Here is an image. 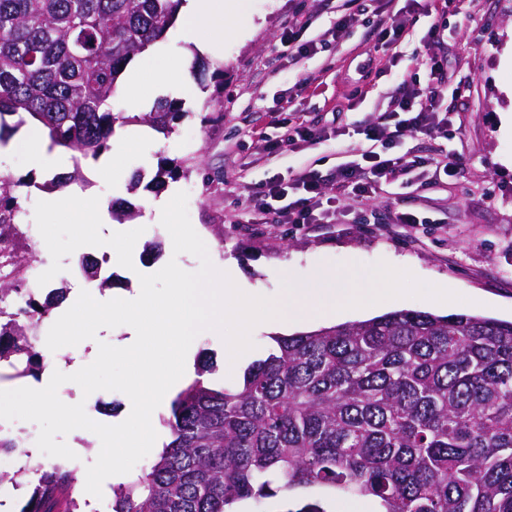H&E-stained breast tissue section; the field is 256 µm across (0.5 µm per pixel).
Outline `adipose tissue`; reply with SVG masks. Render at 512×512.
Here are the masks:
<instances>
[{"instance_id":"adipose-tissue-1","label":"adipose tissue","mask_w":512,"mask_h":512,"mask_svg":"<svg viewBox=\"0 0 512 512\" xmlns=\"http://www.w3.org/2000/svg\"><path fill=\"white\" fill-rule=\"evenodd\" d=\"M238 11V0H184L179 14L185 40L197 45L199 52L221 58L224 35Z\"/></svg>"}]
</instances>
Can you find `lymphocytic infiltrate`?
<instances>
[{
  "instance_id": "obj_1",
  "label": "lymphocytic infiltrate",
  "mask_w": 512,
  "mask_h": 512,
  "mask_svg": "<svg viewBox=\"0 0 512 512\" xmlns=\"http://www.w3.org/2000/svg\"><path fill=\"white\" fill-rule=\"evenodd\" d=\"M415 0H341L336 7L333 37H340L357 24L364 12H372L383 46L395 48L407 32L410 6ZM437 90L424 94L401 88L391 97L385 112L366 125L362 133L366 141L359 161L337 165L331 176H324L308 164L289 174L276 176L255 189L246 198V207L255 224L274 216L277 223L300 229L329 221L331 204L324 197L326 180L351 191L362 200L375 198L383 186L408 183L418 163L397 147L405 132L423 135H447L449 118L438 106Z\"/></svg>"
}]
</instances>
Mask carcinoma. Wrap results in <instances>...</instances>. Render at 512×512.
I'll return each mask as SVG.
<instances>
[{"instance_id": "obj_1", "label": "carcinoma", "mask_w": 512, "mask_h": 512, "mask_svg": "<svg viewBox=\"0 0 512 512\" xmlns=\"http://www.w3.org/2000/svg\"><path fill=\"white\" fill-rule=\"evenodd\" d=\"M183 0H0V143L33 120L56 146L97 158L115 126L168 135L185 116L159 100L115 112L119 78L163 40ZM17 117L14 124L7 118ZM0 174V230L15 235L21 206ZM20 288L0 279V362L40 358L38 324L57 291L7 311ZM243 383L198 379L171 402V440L108 512H237L278 496L294 512H330L338 497L373 512H512V321L466 312L394 310L367 320L272 337ZM32 474L21 512L77 509L60 465L0 471V487Z\"/></svg>"}]
</instances>
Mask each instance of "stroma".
I'll use <instances>...</instances> for the list:
<instances>
[{
    "instance_id": "35a3bbf8",
    "label": "stroma",
    "mask_w": 512,
    "mask_h": 512,
    "mask_svg": "<svg viewBox=\"0 0 512 512\" xmlns=\"http://www.w3.org/2000/svg\"><path fill=\"white\" fill-rule=\"evenodd\" d=\"M335 17L336 0H240L237 31L225 37L223 59L200 56V66L188 76L185 88L165 91V98L181 101L185 113L172 133H144L129 149L119 136H112L109 156L125 174L143 175L135 192L102 177L97 161L73 163L69 151L63 170L80 169L82 181L42 189L49 175L23 146L28 129L20 127L11 138L12 149L0 155V173L34 181L33 187L17 190L22 212L19 233L9 242L11 256L51 258L34 219L38 201L91 195L117 211L126 202L134 207L135 216L112 221L114 231H142L133 269L174 260L185 271H197L199 259L174 254L169 233L148 209L150 198L183 191L191 224L200 231L211 261L236 259L247 280L267 294L278 292L283 276L308 280L319 264L339 270L383 261L459 296L455 302L397 298L392 309L467 312L511 321L512 127L503 124L500 115L512 113V0H472L464 10L450 6L430 16L415 10L406 37L393 51L377 45L367 23L340 38L327 37ZM434 22L440 25L436 37L429 33ZM288 26L303 30L308 39L323 37L320 52L296 64L279 56L276 47ZM187 49L174 26L151 51L136 56L130 66L140 73L142 92L153 91L156 54L182 55ZM432 56L447 62L451 77L439 100L441 108L452 113L448 135L408 132L399 145L401 152L426 161L422 178L388 187L365 202L338 193L335 182H327L325 192L336 205L327 224L296 231L282 224L249 223L243 203L270 178L313 160L326 175L337 164L356 159L364 143L361 127L386 109L402 82L427 87L428 71L419 60ZM310 74L316 75V82L296 93V83ZM280 110L289 122L300 119L318 130L341 132L342 137L271 153V143L284 133L274 122ZM340 144L346 154L337 153ZM445 156L454 166L442 176L432 161ZM167 160L181 171L159 189L152 179ZM396 207L426 217L427 225L410 229L390 223ZM153 242L159 243V250L146 253ZM76 260L73 253L63 257L62 271L49 283L67 293L50 319L41 323L39 335H47L53 319L73 305L75 285L90 293L98 290ZM133 269L102 264L101 277L111 281L108 294L131 290ZM39 351L40 365L31 374L23 372L21 364L0 363V388H42L64 361L62 352L44 345ZM64 441L77 455L73 474L81 505L105 512L112 499L111 481H104L102 497L95 501L83 482L87 465L100 451L99 438L83 429L70 432Z\"/></svg>"
}]
</instances>
